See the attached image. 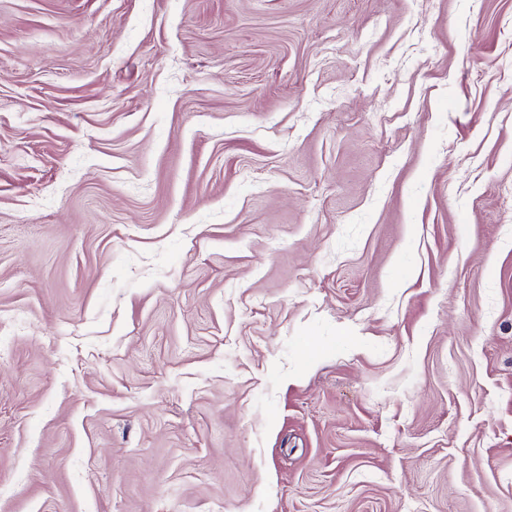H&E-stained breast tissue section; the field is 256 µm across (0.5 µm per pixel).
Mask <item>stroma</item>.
<instances>
[{"label": "stroma", "instance_id": "35a3bbf8", "mask_svg": "<svg viewBox=\"0 0 512 512\" xmlns=\"http://www.w3.org/2000/svg\"><path fill=\"white\" fill-rule=\"evenodd\" d=\"M0 512H512V0H0Z\"/></svg>", "mask_w": 512, "mask_h": 512}]
</instances>
